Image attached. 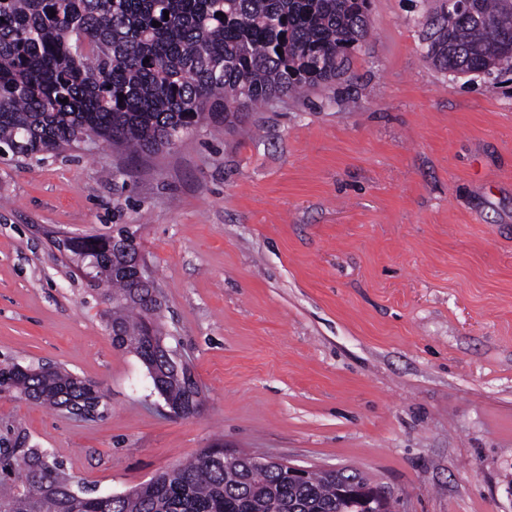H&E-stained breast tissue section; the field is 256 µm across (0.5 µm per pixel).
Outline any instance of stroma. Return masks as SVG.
I'll return each mask as SVG.
<instances>
[{"instance_id": "obj_1", "label": "stroma", "mask_w": 512, "mask_h": 512, "mask_svg": "<svg viewBox=\"0 0 512 512\" xmlns=\"http://www.w3.org/2000/svg\"><path fill=\"white\" fill-rule=\"evenodd\" d=\"M442 0H370L339 81L125 165L0 159V361L98 384L78 418L0 399L98 495L206 448L354 469L394 512H512V74L426 57ZM140 245L201 391L167 414L57 235Z\"/></svg>"}]
</instances>
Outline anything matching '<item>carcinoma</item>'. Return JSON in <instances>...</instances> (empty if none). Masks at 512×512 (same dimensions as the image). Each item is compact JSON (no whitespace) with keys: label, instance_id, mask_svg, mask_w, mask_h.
Wrapping results in <instances>:
<instances>
[{"label":"carcinoma","instance_id":"obj_1","mask_svg":"<svg viewBox=\"0 0 512 512\" xmlns=\"http://www.w3.org/2000/svg\"><path fill=\"white\" fill-rule=\"evenodd\" d=\"M369 0H0V147L24 163L103 139L126 156L169 148L200 125L221 128L249 108L327 86L349 68L368 34ZM466 15L440 9L430 20L427 58L456 74L512 71V0H472ZM55 16H50V11ZM169 14H164V11ZM157 21L161 26L154 27ZM149 62H144V59ZM67 103H62L63 99ZM70 260L94 263L89 286L111 306L112 342L158 381L169 407L197 412L196 383L174 372L152 340L161 316L136 286L112 239L73 238ZM61 409L102 406L94 384L61 368L0 365V395ZM218 448L161 472L128 495L104 500L45 448L0 430V512H354L338 494L358 474H311L301 482L273 467L223 463Z\"/></svg>","mask_w":512,"mask_h":512}]
</instances>
